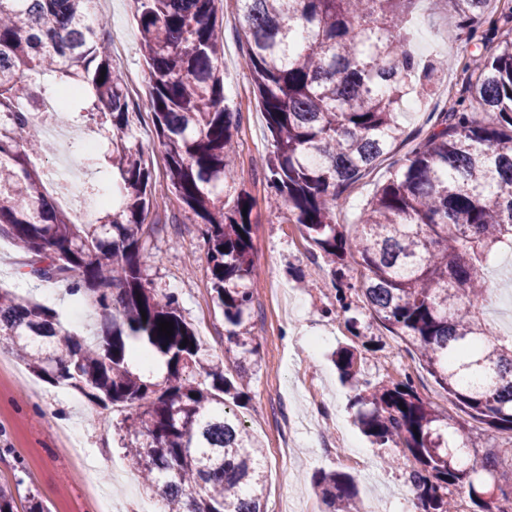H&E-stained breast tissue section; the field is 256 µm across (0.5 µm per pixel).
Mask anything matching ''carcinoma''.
<instances>
[{"label":"carcinoma","instance_id":"obj_1","mask_svg":"<svg viewBox=\"0 0 512 512\" xmlns=\"http://www.w3.org/2000/svg\"><path fill=\"white\" fill-rule=\"evenodd\" d=\"M244 23L251 85L267 117L269 202L342 274L359 257L358 290L434 381L467 414L512 431V335L485 318L492 290L481 276L512 252V11L490 0H444L476 48L460 96L427 135L391 162L353 234L336 223L344 194L388 156L403 131L396 120L429 67L406 46L418 0H235ZM94 0H0V236L31 257L28 274L74 281L100 310L102 342L86 346L59 315L0 289V338L37 377L79 390L92 408L117 407L123 448L162 512H265L263 453L229 404L230 374L246 375L260 345L243 328L255 293L253 200L237 193L232 149L241 114L224 96V39L216 0H131L150 86L130 108L125 81L104 43ZM487 29H482V26ZM73 89L65 111L103 135L117 170L112 208L75 220L32 163L41 144L29 113L46 83ZM478 105L494 116L475 118ZM151 115L164 147L171 192L201 219L212 290L224 312V365L208 366L171 293L145 285V221L155 207L134 126ZM173 323L159 335L158 323ZM165 360L158 384L129 369L128 342ZM334 363L356 388L355 418L381 448L412 457L408 475L420 512H450L448 490L468 487L477 512H512V464L500 449L468 440L463 426L423 398L410 377L391 385L360 378L361 356L340 348ZM321 502L360 512L354 478L319 472Z\"/></svg>","mask_w":512,"mask_h":512}]
</instances>
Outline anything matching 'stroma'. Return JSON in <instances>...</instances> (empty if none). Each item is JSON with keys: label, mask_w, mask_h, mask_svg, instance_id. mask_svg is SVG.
Masks as SVG:
<instances>
[{"label": "stroma", "mask_w": 512, "mask_h": 512, "mask_svg": "<svg viewBox=\"0 0 512 512\" xmlns=\"http://www.w3.org/2000/svg\"><path fill=\"white\" fill-rule=\"evenodd\" d=\"M217 9L224 33V92L229 106L240 110L242 117L233 187L246 190L256 201L258 296L245 326L260 344V358L245 381L236 411L264 450L266 504L300 495L314 512H321L323 504L312 484L314 474L347 469L335 448L320 446L310 434L297 433L294 447H286L284 422L308 417L322 421V434H343L350 449L368 458L370 472L354 474L365 512H407L402 489L414 462L403 456L401 449L373 445L355 425L349 407L355 390L341 383L331 362L333 351L345 345L370 343V351L363 354L365 379L387 384L412 376L419 393L439 410L463 421L467 434L479 446L500 449L502 460L512 459V432L491 429L468 418L406 343L372 318L356 289L363 272L357 257H347L342 274H335L333 265L298 225L288 222L285 209L270 208L267 172L261 161L271 149V139L249 79L243 24L235 0H219ZM96 10L108 20L106 36L129 95L134 102H141L148 93L149 72L139 51L140 33L130 2L96 0ZM412 37L420 43L422 56L435 53L448 58L449 67L440 72L438 82L428 88L413 111L400 113L405 136L394 147L398 157L426 135L437 113L447 111L448 96L461 89L462 67L472 52L443 0H436L426 20L413 28ZM137 137L152 169V193L162 201L146 219L153 230L141 250L144 277L149 287L176 296L182 317L199 338L208 364H219L227 347L224 314L212 290L201 226L170 190L150 115H143ZM389 164V159H382L348 190L345 203L336 211L337 223L349 226L357 222L377 186L388 178ZM26 260L9 239L0 237V289L22 292L51 308L61 302L79 305L83 318L74 331L93 336L99 329L95 307L76 303L67 283L23 279ZM485 277L500 287L487 319L507 328L512 324V258L488 268ZM344 282L351 285L347 293L351 311L329 313L336 290ZM7 362V368L0 370V486L11 491L17 512H25L32 497L42 501L48 512H103L104 505L128 501L154 508V500L128 465L117 428L92 420L87 398L72 389L49 394L48 384L34 377L28 386H18L12 373L24 371L25 366L12 356ZM68 440L95 453L100 496L89 495L83 484L74 481L78 461L63 450ZM391 456L399 457V465H388Z\"/></svg>", "instance_id": "obj_1"}]
</instances>
